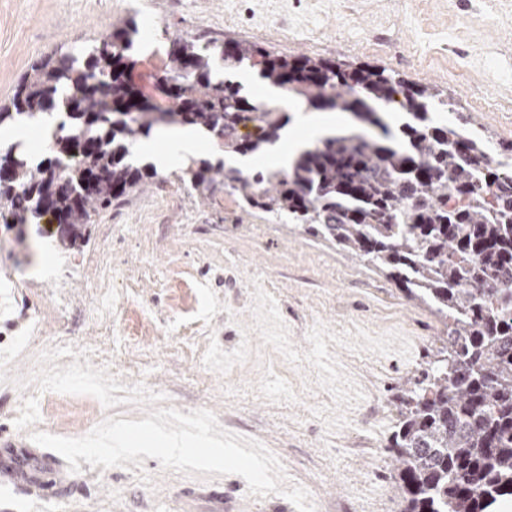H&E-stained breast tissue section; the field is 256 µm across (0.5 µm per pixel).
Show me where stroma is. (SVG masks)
<instances>
[{
  "mask_svg": "<svg viewBox=\"0 0 512 512\" xmlns=\"http://www.w3.org/2000/svg\"><path fill=\"white\" fill-rule=\"evenodd\" d=\"M154 25L131 78L159 97L166 53L259 40L277 54L378 66L448 89L477 127L512 142V0H0V104L40 57L103 41L113 21ZM501 102L492 112L481 100ZM25 241H18V234ZM52 262L30 272L35 244ZM0 512H182V493L234 496L243 512H400L386 445L446 321L385 272L215 184L200 196L183 169L114 203L85 242L59 246L50 224H0ZM110 273L111 288L99 285ZM206 409L281 461L279 494L237 475L90 466L71 472L32 433L78 438L106 418Z\"/></svg>",
  "mask_w": 512,
  "mask_h": 512,
  "instance_id": "stroma-1",
  "label": "stroma"
}]
</instances>
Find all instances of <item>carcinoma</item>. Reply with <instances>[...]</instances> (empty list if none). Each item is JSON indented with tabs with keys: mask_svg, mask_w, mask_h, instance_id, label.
<instances>
[{
	"mask_svg": "<svg viewBox=\"0 0 512 512\" xmlns=\"http://www.w3.org/2000/svg\"><path fill=\"white\" fill-rule=\"evenodd\" d=\"M141 40L133 18L82 56L53 52L33 63L0 128L44 118L55 148L41 159L0 147V222L61 226L70 248L99 211L159 176L133 159L132 144L157 127L191 126L247 156L274 144L286 113L253 102L241 83L213 72L215 50L171 40L159 83L161 110L126 70ZM224 67H249L312 108H338L355 128L302 151L288 170L252 175L201 160L189 168L200 194L221 181L257 208L332 241L399 280L409 297L448 320V345L404 399L389 448L402 512H493L512 499V144L490 157L492 139L462 116L438 118L452 97L434 83H408L384 68L349 67L315 55L286 56L236 41ZM399 101L402 119L383 108ZM251 128L248 133L244 128Z\"/></svg>",
	"mask_w": 512,
	"mask_h": 512,
	"instance_id": "1",
	"label": "carcinoma"
}]
</instances>
